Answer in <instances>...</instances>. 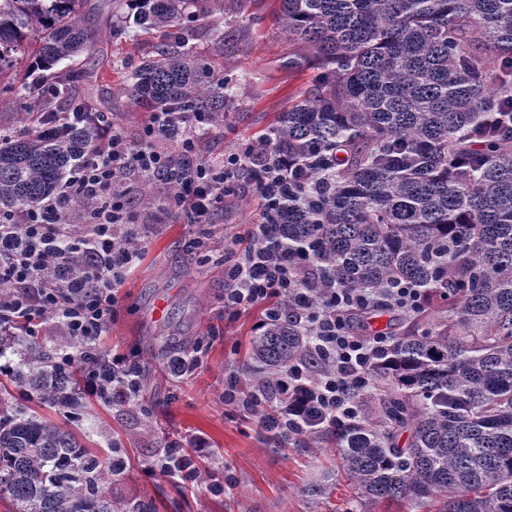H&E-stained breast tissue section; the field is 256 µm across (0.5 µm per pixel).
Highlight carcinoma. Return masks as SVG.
Listing matches in <instances>:
<instances>
[{
  "label": "carcinoma",
  "instance_id": "1",
  "mask_svg": "<svg viewBox=\"0 0 512 512\" xmlns=\"http://www.w3.org/2000/svg\"><path fill=\"white\" fill-rule=\"evenodd\" d=\"M133 22L160 36L159 58L121 72V91L156 112L203 114L224 125V79L190 46L183 20L224 0H125ZM118 0H0V79L23 56L26 78L74 62L101 37ZM296 47L288 65L319 70L309 96L244 147L286 152L333 182L307 211L288 203L283 237L313 244L327 285L423 289L413 317L374 377L375 414L313 438L331 442L356 508L404 502L434 512H512V0H280ZM18 112L26 132L0 137V212L54 194L94 143L93 118L63 136ZM0 335L4 376L41 402L69 398L78 370L40 342ZM294 323H268L252 356L288 368L307 356ZM407 432L405 445L399 436ZM112 464L66 427L0 400V492L7 512H157L112 501Z\"/></svg>",
  "mask_w": 512,
  "mask_h": 512
}]
</instances>
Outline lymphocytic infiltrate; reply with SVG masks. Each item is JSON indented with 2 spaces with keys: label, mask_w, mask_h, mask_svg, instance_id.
Returning a JSON list of instances; mask_svg holds the SVG:
<instances>
[{
  "label": "lymphocytic infiltrate",
  "mask_w": 512,
  "mask_h": 512,
  "mask_svg": "<svg viewBox=\"0 0 512 512\" xmlns=\"http://www.w3.org/2000/svg\"><path fill=\"white\" fill-rule=\"evenodd\" d=\"M162 133L167 136L163 143L158 140ZM201 138L200 115L186 112L153 113L136 141L120 123L108 122L54 197L33 208L0 213V304L10 314L8 321H0V332L53 309L66 333L83 344L86 389L101 398L117 391L134 397L137 360L118 353L104 360L96 351L98 336L116 316L118 290L139 256L138 250L121 247L120 240L132 229L147 228L132 208L131 182L176 183L177 192L160 209L199 228V236L189 242L197 250L224 206L231 180L244 170L263 210L260 223L243 234V247L224 257V317L230 320L256 307L265 322L292 316L309 340L310 353L304 362L272 373L263 386L247 392L236 377H229L224 402L259 413L261 427L280 437L357 424L362 418L359 393L371 383V371L393 339L356 333L349 314L413 312L422 302L421 290L402 283L376 292L306 287V278H321L322 272L311 258L289 251L279 233L283 206L290 188L331 179L332 171H312L284 154L231 152L202 158ZM77 200L93 201L95 207L85 211L86 232L75 238L67 224L68 209ZM77 261L84 268L79 277L71 272ZM207 455L199 440L194 454L173 448L147 472L192 483Z\"/></svg>",
  "instance_id": "1"
}]
</instances>
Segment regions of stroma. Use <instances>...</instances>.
I'll use <instances>...</instances> for the list:
<instances>
[{"mask_svg":"<svg viewBox=\"0 0 512 512\" xmlns=\"http://www.w3.org/2000/svg\"><path fill=\"white\" fill-rule=\"evenodd\" d=\"M279 0H224V41L206 34L212 18L192 14L186 25L192 45L210 60L232 87L224 126L201 145L202 155L233 152L262 134L281 112L313 87L318 72L291 68L288 37L275 20ZM157 43L128 24L119 37L103 32L94 51L66 68L75 100H82L84 81L93 78L95 106L105 118L121 123L138 139L149 111L119 93L113 66H128L155 56ZM260 199L246 175L224 199L215 218L216 235L203 256L187 251L188 225L163 219L149 237L142 259L119 290L120 308L97 340L100 350L135 355L141 366L140 391L134 404L116 405L79 390L70 406L44 409V416L86 434L101 457L119 453L127 467L107 490L113 500H151L157 512H351L353 490L340 476L337 452L329 445L298 438L273 437L259 418L226 405L229 373L245 376L249 343L260 319L259 309L224 320V250L234 246L246 225L257 223ZM161 318H153L155 304ZM212 338L193 375L176 378L167 368L171 352L186 353L198 340ZM205 441L209 455L202 466L210 478L229 480L224 495L210 494L206 484L179 490L172 479L146 477L144 469L166 452L170 442ZM326 494H312L317 483Z\"/></svg>","mask_w":512,"mask_h":512,"instance_id":"1","label":"stroma"}]
</instances>
